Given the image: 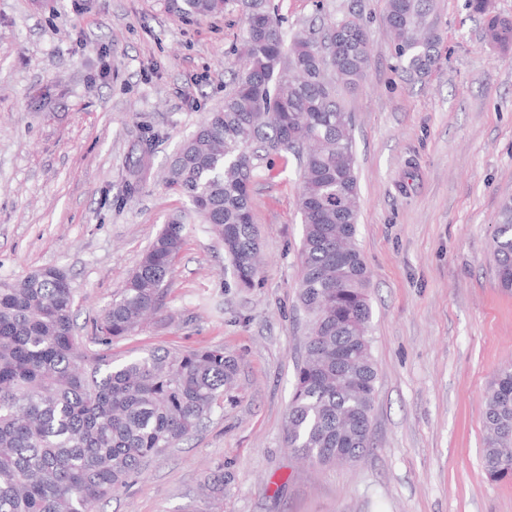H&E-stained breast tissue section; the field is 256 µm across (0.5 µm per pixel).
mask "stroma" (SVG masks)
Returning a JSON list of instances; mask_svg holds the SVG:
<instances>
[{"label": "stroma", "mask_w": 512, "mask_h": 512, "mask_svg": "<svg viewBox=\"0 0 512 512\" xmlns=\"http://www.w3.org/2000/svg\"><path fill=\"white\" fill-rule=\"evenodd\" d=\"M274 5L285 29L318 39L353 11L368 24V75L338 98L353 116L370 277L374 447L338 465L286 446L308 328L298 162L273 156L252 180L264 255L253 286L238 287L222 244L191 219L158 310L112 347L121 361L223 347L239 363L233 398L105 512H512V479L482 466L481 417L512 363V291L492 241L512 196V51L484 45L467 0H435L440 59L412 78L396 67L384 0ZM240 28L237 0L199 20L166 0H0V280L65 270L76 333L89 335L162 225L191 208L158 178L223 104ZM147 127L161 138L130 196L126 167ZM219 466L230 479L212 506L200 486Z\"/></svg>", "instance_id": "obj_1"}]
</instances>
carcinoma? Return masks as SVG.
I'll return each instance as SVG.
<instances>
[{"instance_id":"1","label":"carcinoma","mask_w":512,"mask_h":512,"mask_svg":"<svg viewBox=\"0 0 512 512\" xmlns=\"http://www.w3.org/2000/svg\"><path fill=\"white\" fill-rule=\"evenodd\" d=\"M226 0H167L181 19L204 18ZM242 65L224 104L208 113L170 160L166 187L185 196L221 240L238 284L252 286L260 242L251 178L271 155L301 157L304 234L298 297L308 316L305 355L288 410L287 444L315 463L355 462L373 447L377 369L371 353L366 263L355 242L359 210L353 121L335 84L358 85L370 65L368 32L330 24L338 51L321 55L310 35L287 39L271 0H239ZM484 19L482 40L512 49V19L491 0H468ZM385 22L397 66L429 72L442 40L433 0H386ZM159 134L144 132L128 194L138 193L143 162ZM187 225H163L122 291L82 341L74 333L68 274L45 267L0 281V512H102L103 505L160 457L198 431L224 405L238 374L222 347L155 349L113 364L112 344L157 309ZM500 286L512 291V197L494 219ZM482 464L512 476V364L486 395Z\"/></svg>"}]
</instances>
